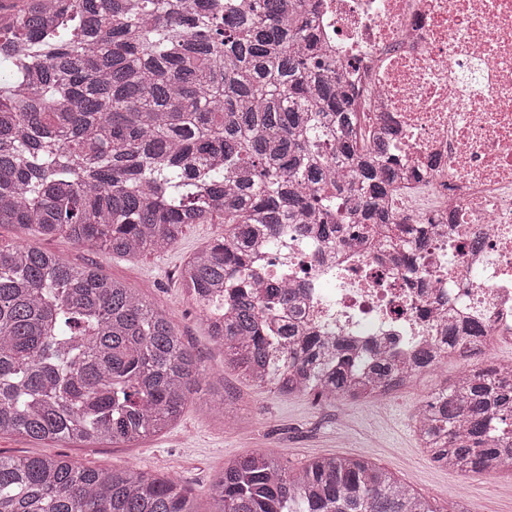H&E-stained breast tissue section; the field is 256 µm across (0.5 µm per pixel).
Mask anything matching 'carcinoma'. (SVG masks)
<instances>
[{
  "label": "carcinoma",
  "instance_id": "obj_1",
  "mask_svg": "<svg viewBox=\"0 0 512 512\" xmlns=\"http://www.w3.org/2000/svg\"><path fill=\"white\" fill-rule=\"evenodd\" d=\"M312 0H21L0 3V435L133 443L162 432L214 384L170 319L120 281L69 265L38 241L64 235L116 256L163 252L191 224L224 237L180 276L224 361L290 396L374 397L439 364L364 363L343 339L303 335L297 288L254 271L258 239L336 241L401 228L386 136L360 126L340 67L321 51ZM451 349L480 329L447 324ZM461 374L431 395L415 434L463 476L512 468V375ZM214 512H443L366 458L290 469L242 455L211 486ZM0 512H197L182 483L100 472L53 456H0Z\"/></svg>",
  "mask_w": 512,
  "mask_h": 512
}]
</instances>
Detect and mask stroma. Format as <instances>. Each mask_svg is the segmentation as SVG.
<instances>
[{"instance_id": "obj_1", "label": "stroma", "mask_w": 512, "mask_h": 512, "mask_svg": "<svg viewBox=\"0 0 512 512\" xmlns=\"http://www.w3.org/2000/svg\"><path fill=\"white\" fill-rule=\"evenodd\" d=\"M220 224H194L172 248L162 253L116 257L80 246L63 235L40 246L74 266H92L125 283L166 313L184 343L217 375V390L227 391L232 408L248 417L235 426L191 402L181 420L166 431L133 444L72 445L35 442L23 436H0L4 456H64L83 467L108 471L115 467L144 469L179 477L195 497L198 512H211L210 486L227 461L256 450L283 453L297 468L317 456L358 455L392 472L407 485L449 512H512V478L496 470L475 478L434 465L414 431L416 407L463 366L449 360L425 373L409 389L385 402L315 401L309 396L281 395L274 384L261 387L240 369L226 366L224 347L208 333L205 316L186 293L179 270L189 256L222 237Z\"/></svg>"}]
</instances>
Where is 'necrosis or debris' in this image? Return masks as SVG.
<instances>
[{"label": "necrosis or debris", "mask_w": 512, "mask_h": 512, "mask_svg": "<svg viewBox=\"0 0 512 512\" xmlns=\"http://www.w3.org/2000/svg\"><path fill=\"white\" fill-rule=\"evenodd\" d=\"M313 20L371 122L392 127V206L421 221L373 247L292 236L256 255L305 284L307 327L367 357L447 353L440 324L465 317L484 334L457 360L492 367L512 347V0H313ZM395 248L427 258L407 273Z\"/></svg>", "instance_id": "4bbe7bcc"}]
</instances>
